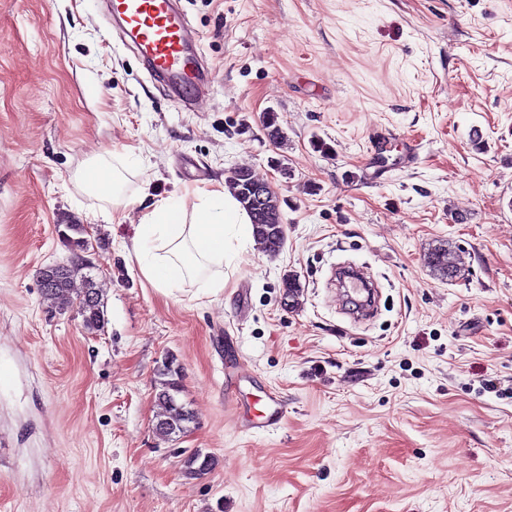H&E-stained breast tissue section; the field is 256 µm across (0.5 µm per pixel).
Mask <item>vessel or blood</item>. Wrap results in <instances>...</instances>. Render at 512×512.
<instances>
[{
  "label": "vessel or blood",
  "instance_id": "vessel-or-blood-1",
  "mask_svg": "<svg viewBox=\"0 0 512 512\" xmlns=\"http://www.w3.org/2000/svg\"><path fill=\"white\" fill-rule=\"evenodd\" d=\"M174 0H112L126 43L151 60L155 75L187 98L197 96L200 85L211 84L212 72L204 70L190 50L183 25L173 10ZM286 407L275 390L265 394L263 407L250 419L254 429L277 428Z\"/></svg>",
  "mask_w": 512,
  "mask_h": 512
}]
</instances>
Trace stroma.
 <instances>
[{
	"label": "stroma",
	"instance_id": "1",
	"mask_svg": "<svg viewBox=\"0 0 512 512\" xmlns=\"http://www.w3.org/2000/svg\"><path fill=\"white\" fill-rule=\"evenodd\" d=\"M180 5L214 74L192 105L113 36L109 0H0V512H512V0ZM126 151L116 211L83 170ZM240 165L278 192L283 250L233 237L223 291L153 288L142 203L194 207ZM75 223L98 236L95 334L39 290ZM447 246L452 281L426 261ZM347 259L383 286L355 328ZM168 352L196 422L163 440ZM228 373L243 408L280 392L275 430L239 428ZM197 449L217 466L191 479Z\"/></svg>",
	"mask_w": 512,
	"mask_h": 512
}]
</instances>
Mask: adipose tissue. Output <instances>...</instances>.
Instances as JSON below:
<instances>
[{"label": "adipose tissue", "mask_w": 512, "mask_h": 512, "mask_svg": "<svg viewBox=\"0 0 512 512\" xmlns=\"http://www.w3.org/2000/svg\"><path fill=\"white\" fill-rule=\"evenodd\" d=\"M138 163L137 157L128 154L117 169L91 166L85 181L91 190L111 197L113 206L127 207L128 201L121 195V171ZM231 230L247 238L253 226L227 188L220 185L191 209L179 198L152 206L138 228L134 251L144 277L169 294L185 279L199 277L208 263L223 262L226 235Z\"/></svg>", "instance_id": "ef3b65f1"}]
</instances>
